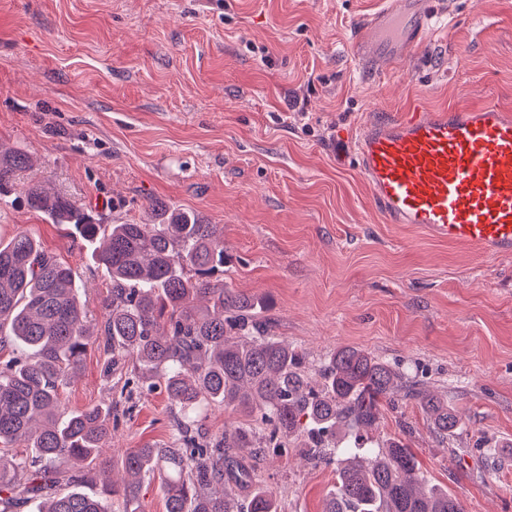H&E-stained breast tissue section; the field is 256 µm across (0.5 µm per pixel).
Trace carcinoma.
<instances>
[{
  "instance_id": "1",
  "label": "carcinoma",
  "mask_w": 512,
  "mask_h": 512,
  "mask_svg": "<svg viewBox=\"0 0 512 512\" xmlns=\"http://www.w3.org/2000/svg\"><path fill=\"white\" fill-rule=\"evenodd\" d=\"M29 154L0 144V203H19L68 224L94 246L105 269L101 335L112 364H131L122 390L151 391L159 379L179 411L169 448L128 449L122 474L95 466L110 435V410L90 406L61 419L60 388L81 370L96 340L70 267L19 232L0 245V348L22 354L0 367V512L38 498V512H106L84 490L125 502L142 480L160 476L166 512H280L266 480L237 453L281 456L291 440L336 466L323 512H464L427 484L411 446L367 434L380 403L404 391L446 440L461 413L370 354L333 352L312 382L305 357L257 317L253 299L224 287V239L193 211L172 210L151 224H101L61 193L17 176ZM230 408L239 422L209 435L186 411L200 403Z\"/></svg>"
}]
</instances>
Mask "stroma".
Masks as SVG:
<instances>
[{"label":"stroma","instance_id":"stroma-1","mask_svg":"<svg viewBox=\"0 0 512 512\" xmlns=\"http://www.w3.org/2000/svg\"><path fill=\"white\" fill-rule=\"evenodd\" d=\"M382 0H0V143L21 173L92 210L141 223L150 205L224 233V281L303 352L307 372L354 346L447 400L464 425L438 442L421 408L388 398L374 439L410 429L427 480L465 512H512V255L485 256L390 224L351 153L365 118L414 99L512 109V0H433L436 30L401 65L360 68L361 20ZM69 265L93 324L109 279L70 226L0 204L17 232ZM102 343L65 410L110 409L109 464L163 448V386L120 397ZM253 465L284 512H322L332 468L299 445Z\"/></svg>","mask_w":512,"mask_h":512}]
</instances>
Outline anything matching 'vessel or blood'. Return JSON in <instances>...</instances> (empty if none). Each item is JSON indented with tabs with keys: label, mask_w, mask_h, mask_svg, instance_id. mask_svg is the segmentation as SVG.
Wrapping results in <instances>:
<instances>
[{
	"label": "vessel or blood",
	"mask_w": 512,
	"mask_h": 512,
	"mask_svg": "<svg viewBox=\"0 0 512 512\" xmlns=\"http://www.w3.org/2000/svg\"><path fill=\"white\" fill-rule=\"evenodd\" d=\"M433 15L422 0H389L363 26L385 32L360 64H399L425 42ZM355 162L374 207L388 223L422 225L433 238L486 255L512 254V110L458 103L431 111L412 105L371 117Z\"/></svg>",
	"instance_id": "b4317fda"
}]
</instances>
